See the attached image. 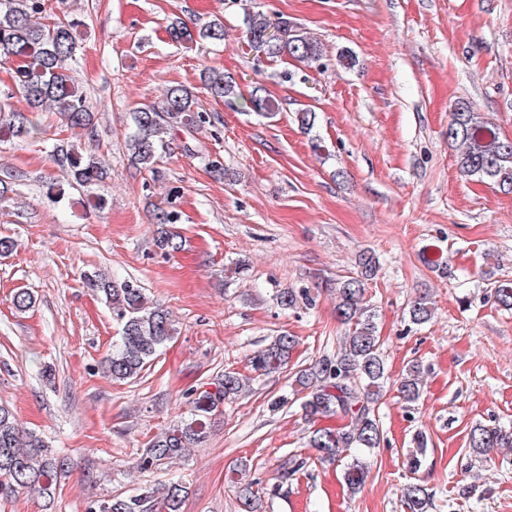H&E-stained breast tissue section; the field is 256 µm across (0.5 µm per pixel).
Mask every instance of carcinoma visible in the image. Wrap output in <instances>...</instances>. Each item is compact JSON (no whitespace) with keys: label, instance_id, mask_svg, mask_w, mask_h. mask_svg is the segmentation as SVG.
Masks as SVG:
<instances>
[{"label":"carcinoma","instance_id":"obj_1","mask_svg":"<svg viewBox=\"0 0 512 512\" xmlns=\"http://www.w3.org/2000/svg\"><path fill=\"white\" fill-rule=\"evenodd\" d=\"M45 0H0V64L17 60V91L26 102L22 112L0 100V142L24 139L43 132L38 112H56L70 129L93 131V114L84 93L78 91L71 78V64L76 59L77 43L73 35L75 22L56 18L42 22ZM249 43L272 56L288 55L300 62H313L323 55L320 42L286 21H271L261 14L246 19ZM175 43L195 39L220 43L224 40V23L213 20L198 29L176 17L167 26ZM204 84L213 98L230 101L238 96L235 78L224 72L204 74ZM249 109L265 116L279 111L278 102L264 89H255ZM133 131L127 139L130 161L156 171V164L168 147L167 137L177 132L190 134L208 122V114L200 109L193 92L177 84L166 90L162 106L145 104L132 115ZM448 142L459 150L458 166L463 176H479L512 193V142L483 120L473 105L466 101L455 104L448 123ZM53 162L71 175L73 185L90 188L102 181L104 162L93 154H82L75 145L56 143L52 147ZM161 224L158 245L163 250L180 248V235L175 224L180 221L174 207L159 211ZM360 275L336 282V315L344 326L336 353L323 356L293 374V394L300 397L305 420L339 414L349 422L336 428H318L311 432L308 447L317 451L320 462H342V455L355 451L343 462L342 480L355 494L364 486L369 473L368 455L380 447L383 432L378 417V404L389 380L385 358L374 321V313L365 301L364 281L372 277L378 259L371 252L360 254ZM86 284L100 293L112 310V318L120 326L119 336L112 342V353L106 360L107 373L124 381L140 375L157 358V353L173 338L175 332L169 312L148 300L143 289L132 281L116 282L103 273L85 276ZM494 302L512 309V282L493 286ZM311 306L310 289L299 292L284 290L278 303L291 309L298 303ZM410 321L423 325L432 318L431 302L414 300L409 308ZM295 347V337L282 333L268 345L253 351L248 358L251 371L262 376L275 373L288 365ZM424 368L418 360L407 363L394 382L398 397L413 409L422 398ZM252 378L237 372H226L214 383L215 391L203 390L192 400L191 416L166 428L152 438L149 448L137 464L147 472L174 462L206 437L209 416L219 405L239 398L250 390ZM407 467L417 473L428 451L427 437L415 438ZM512 447V430L489 428L482 424L470 430L469 448L476 456L488 455L495 448ZM65 457L47 447L44 441L18 428L12 410L0 404V500L8 501L21 493H37L51 498L58 479L67 472ZM247 464H242L236 479L238 497L245 512H262L263 490L257 479L246 478ZM184 487L172 482L162 488H144L140 493L102 500L89 512H181ZM431 494L420 482L404 488L405 512H428Z\"/></svg>","mask_w":512,"mask_h":512}]
</instances>
